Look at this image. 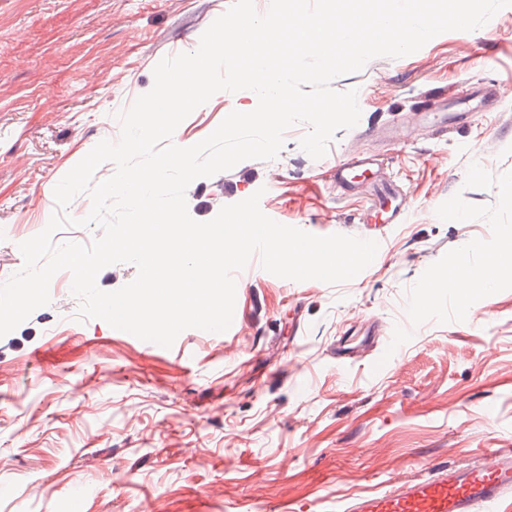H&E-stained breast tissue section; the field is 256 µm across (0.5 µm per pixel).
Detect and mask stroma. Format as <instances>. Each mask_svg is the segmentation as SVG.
I'll return each instance as SVG.
<instances>
[{
  "instance_id": "obj_1",
  "label": "stroma",
  "mask_w": 512,
  "mask_h": 512,
  "mask_svg": "<svg viewBox=\"0 0 512 512\" xmlns=\"http://www.w3.org/2000/svg\"><path fill=\"white\" fill-rule=\"evenodd\" d=\"M232 0H0V284L56 210L57 183L100 141L166 57L195 51ZM332 86L360 121L327 155L289 129L278 165L248 159L194 180L208 221L260 194L273 220L361 236L365 191L336 190V161L377 156L411 201L376 259L330 285L261 273L236 282L235 322L164 348L78 321L70 282L0 337V512H336L337 504L446 467H494L512 448V271L462 296L408 300L437 270L482 266L512 237V7L473 31L377 57ZM493 87L443 136L413 113L429 91ZM250 90L219 92L173 139L192 146Z\"/></svg>"
}]
</instances>
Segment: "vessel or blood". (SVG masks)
<instances>
[{
    "instance_id": "b4317fda",
    "label": "vessel or blood",
    "mask_w": 512,
    "mask_h": 512,
    "mask_svg": "<svg viewBox=\"0 0 512 512\" xmlns=\"http://www.w3.org/2000/svg\"><path fill=\"white\" fill-rule=\"evenodd\" d=\"M420 116L428 127L439 132L448 131L461 118L457 112L428 108L422 109ZM376 165L375 158L356 155L338 162L332 178L343 191L353 189L360 181L368 183V204L356 220L370 227L372 239L380 242L387 227L404 221L407 195L398 184L380 179ZM495 454L494 469L451 467L406 487L357 498L344 512H480L512 492V448L496 449Z\"/></svg>"
}]
</instances>
